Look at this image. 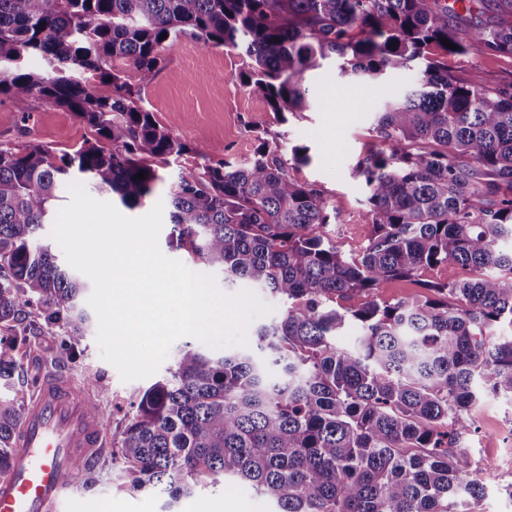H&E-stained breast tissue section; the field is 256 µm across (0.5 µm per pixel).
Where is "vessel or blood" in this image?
<instances>
[{
    "instance_id": "1",
    "label": "vessel or blood",
    "mask_w": 512,
    "mask_h": 512,
    "mask_svg": "<svg viewBox=\"0 0 512 512\" xmlns=\"http://www.w3.org/2000/svg\"><path fill=\"white\" fill-rule=\"evenodd\" d=\"M103 444L93 404L68 379L40 380L28 405L9 474L0 479V512H64L75 460L91 461Z\"/></svg>"
}]
</instances>
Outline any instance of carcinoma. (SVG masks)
Instances as JSON below:
<instances>
[{"mask_svg":"<svg viewBox=\"0 0 512 512\" xmlns=\"http://www.w3.org/2000/svg\"><path fill=\"white\" fill-rule=\"evenodd\" d=\"M495 2L500 22L454 27L456 4L471 15L485 0H0V95L21 112L35 98L65 108L95 133L58 162L39 144L0 149V323L23 304L66 318L59 357L71 360L86 285L37 243L58 189L83 175L135 208L158 166L185 155L201 163L170 186L176 246L284 306L256 332L270 362L187 344L138 397L112 450L133 487L176 500L220 476L277 512H472L481 500L459 443L483 397H512V336L491 340L495 325L512 326V84L488 88L477 73L461 83L439 56L512 55V0ZM182 37L246 57L240 82L281 123L304 107L303 76L321 60L369 81L418 66L415 88L378 112L379 144L357 167L370 220L358 254L327 235L339 220L330 199L288 175L306 149L288 159L259 135L246 162L213 164L208 146L173 137L142 106L165 43ZM448 263L466 276L421 298L333 307ZM347 318L361 332L351 349L336 345ZM26 332L0 336V380L16 372ZM25 406L0 395V477Z\"/></svg>","mask_w":512,"mask_h":512,"instance_id":"1","label":"carcinoma"}]
</instances>
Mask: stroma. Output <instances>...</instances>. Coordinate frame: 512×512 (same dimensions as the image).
Wrapping results in <instances>:
<instances>
[{"instance_id": "stroma-1", "label": "stroma", "mask_w": 512, "mask_h": 512, "mask_svg": "<svg viewBox=\"0 0 512 512\" xmlns=\"http://www.w3.org/2000/svg\"><path fill=\"white\" fill-rule=\"evenodd\" d=\"M164 61L144 92L145 107L156 121L179 140L210 147L212 161L247 158L258 132L276 139L283 153L293 146L308 147L310 160L294 164L289 175L295 181L320 190L331 199L339 215L329 236L345 254H358L369 233L365 189L356 172L368 146L376 143L375 116L385 100H398L417 82L416 70L385 76L377 82L352 80L338 75L335 60L323 61L304 75L308 107L287 122L276 121L262 95L244 87L239 73L247 65L237 52L217 47L202 49L190 38H180L163 52ZM448 73L459 80L480 73L486 86L512 84V55L494 52L451 54ZM91 131L74 113L33 100L27 113L17 112L0 96V145L25 147L40 144L61 155L90 137ZM462 272L453 264L422 270L410 279L395 280L369 293L337 300V309L356 308L369 301L392 302L425 295L429 283H448ZM24 322L34 329L19 347L20 367L13 376L17 388L30 390L40 373L61 367L74 386L88 375L98 384L90 397L105 413L104 446L78 483L72 512H100L111 502L112 512H275L267 497L250 486L205 481L194 494L170 504L157 489H132L118 459L114 441L135 412L138 395L152 378L122 382L117 370L100 353L96 342L97 318L89 316L88 329L71 361H59L66 339L64 324H46L36 307L24 306ZM471 429L461 438L474 463L492 467L484 479V496L477 512H512V398H486L467 415Z\"/></svg>"}]
</instances>
